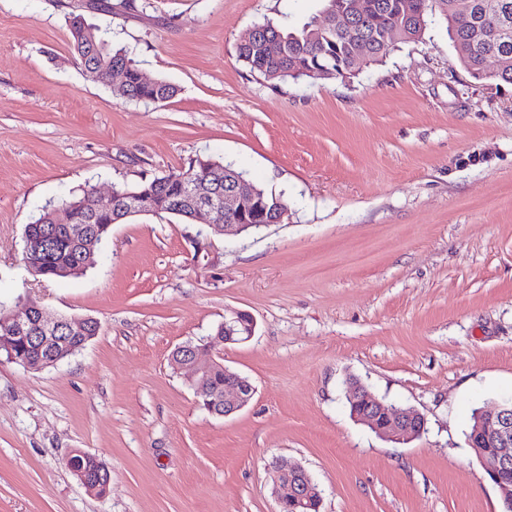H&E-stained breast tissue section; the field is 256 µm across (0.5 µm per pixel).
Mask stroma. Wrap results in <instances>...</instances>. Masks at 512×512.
Segmentation results:
<instances>
[{
	"label": "stroma",
	"instance_id": "obj_1",
	"mask_svg": "<svg viewBox=\"0 0 512 512\" xmlns=\"http://www.w3.org/2000/svg\"><path fill=\"white\" fill-rule=\"evenodd\" d=\"M0 0V305L93 317L60 364L0 360V512H277L271 466L304 467L320 512H502L467 434L512 396V84L474 81L442 23L352 78L271 84L237 57L257 22L302 25L320 0ZM107 28L167 101L113 94L74 58L71 14ZM210 156L288 202V219L212 235L113 225L95 265L47 281L22 263L43 206L134 186ZM250 313L221 349L255 394L228 417L170 356ZM427 420L407 444L352 420L342 383ZM74 450L111 471L89 493Z\"/></svg>",
	"mask_w": 512,
	"mask_h": 512
}]
</instances>
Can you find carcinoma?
I'll use <instances>...</instances> for the list:
<instances>
[{
	"mask_svg": "<svg viewBox=\"0 0 512 512\" xmlns=\"http://www.w3.org/2000/svg\"><path fill=\"white\" fill-rule=\"evenodd\" d=\"M364 13L352 20L351 27L329 23L330 17L341 8L340 0H325L322 17L292 31L282 30L269 22L252 27L247 40L238 43V57L250 71L260 74L272 83L287 79L307 78L315 81L314 73L331 66L344 77L357 68V52L364 43L372 51L370 63L383 61L393 50L384 39L387 30L398 27L404 39L419 38L427 26L438 17L448 30L459 62L476 80L485 79L484 60L488 52L497 53L507 65L493 79L512 84V0H479V4L467 15L459 14L454 0H364ZM91 24L71 17L70 34L73 49L81 66L93 60L106 81L108 70L118 65L125 70L126 98L146 104L157 100L166 101L174 93V87L164 81L150 84L142 81V71L128 51L110 47L100 32L95 41H89ZM277 40L282 45L280 58L273 60L264 55L263 44ZM210 157L197 158L188 167L163 176L144 179L129 187H118L122 195L148 193V210L157 215H170L189 219L193 202L183 190L186 184L205 195L211 191L208 178ZM78 254V247L64 232L48 241L41 256L45 274L43 278L56 280L70 276V266Z\"/></svg>",
	"mask_w": 512,
	"mask_h": 512,
	"instance_id": "carcinoma-1",
	"label": "carcinoma"
}]
</instances>
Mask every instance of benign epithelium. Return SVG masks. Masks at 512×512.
Instances as JSON below:
<instances>
[{"instance_id": "7a95c632", "label": "benign epithelium", "mask_w": 512, "mask_h": 512, "mask_svg": "<svg viewBox=\"0 0 512 512\" xmlns=\"http://www.w3.org/2000/svg\"><path fill=\"white\" fill-rule=\"evenodd\" d=\"M210 178L218 189L204 195L194 206L193 217H208V227L221 234L237 235L252 226L267 227L277 224L288 215L279 201H274L272 211L262 205L253 189L241 177L228 179L220 167L210 171ZM119 202L116 192L107 200L93 193L84 203L83 222L73 223L70 211L57 213V223L64 225L63 231L81 243L88 251L79 256L78 265L92 258V249L97 234L93 225L104 223L113 216ZM43 238L31 234L25 249L26 267L33 274L40 272V263L35 255L42 250ZM64 331L68 337L89 340V334L98 332L99 323L92 317L81 319L57 316L49 318L36 302H29L22 312H12L0 319V348L13 351L16 343L36 342L37 356L23 359L20 364L28 369L41 370L58 365L61 356L56 353L57 334ZM255 322L245 311H236L224 318L218 335L208 338L207 343L197 345L186 342L171 353V364L178 370H188L186 381L197 394L203 397L201 406L210 414L227 417L243 409L253 398L255 388L250 380L226 367L223 357L216 354L222 344H236L254 335ZM217 371L224 372V397L213 391L210 377ZM350 403L355 421L367 426L378 436L396 443H408L418 438L425 430V417L412 408L389 407L378 400L368 389L356 384L350 391ZM468 444L480 462L486 465L491 482L501 494L503 512H512V402L502 401L492 408H480L475 413V425L468 436ZM88 453L77 450L66 459V466L93 494L108 489L111 482L109 468L96 460L99 468L90 471L78 464V458ZM278 512H297L299 509L321 503V492L310 474L300 465L278 462L272 469Z\"/></svg>"}]
</instances>
